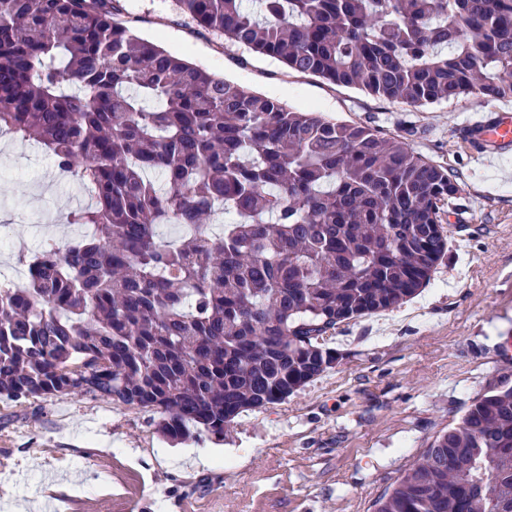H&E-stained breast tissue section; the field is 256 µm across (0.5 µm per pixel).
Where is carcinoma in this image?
Returning a JSON list of instances; mask_svg holds the SVG:
<instances>
[{
    "label": "carcinoma",
    "instance_id": "obj_1",
    "mask_svg": "<svg viewBox=\"0 0 512 512\" xmlns=\"http://www.w3.org/2000/svg\"><path fill=\"white\" fill-rule=\"evenodd\" d=\"M174 3L198 32L379 100L512 97V0ZM124 13L0 0V137L37 139L93 198L67 217L90 234L0 280V395L107 399L172 442L222 437L338 361L336 326L430 282L459 186L400 137L211 74ZM372 512H512V386L475 397Z\"/></svg>",
    "mask_w": 512,
    "mask_h": 512
}]
</instances>
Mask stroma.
Here are the masks:
<instances>
[{
    "label": "stroma",
    "mask_w": 512,
    "mask_h": 512,
    "mask_svg": "<svg viewBox=\"0 0 512 512\" xmlns=\"http://www.w3.org/2000/svg\"><path fill=\"white\" fill-rule=\"evenodd\" d=\"M140 36L295 110L406 135L460 188L449 251L410 301L340 325V360L282 403L243 413L223 439L192 428L170 442L153 414L104 399L0 397V512H371L439 430L477 395L512 383V154L472 162L461 125L508 99L415 108L288 70L191 31L170 0H124ZM0 236L29 252L79 239L68 211L89 203L32 141L0 139Z\"/></svg>",
    "instance_id": "obj_1"
}]
</instances>
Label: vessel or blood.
<instances>
[{"label": "vessel or blood", "instance_id": "vessel-or-blood-1", "mask_svg": "<svg viewBox=\"0 0 512 512\" xmlns=\"http://www.w3.org/2000/svg\"><path fill=\"white\" fill-rule=\"evenodd\" d=\"M475 163H487L491 154L512 149V113L474 112L462 124Z\"/></svg>", "mask_w": 512, "mask_h": 512}]
</instances>
